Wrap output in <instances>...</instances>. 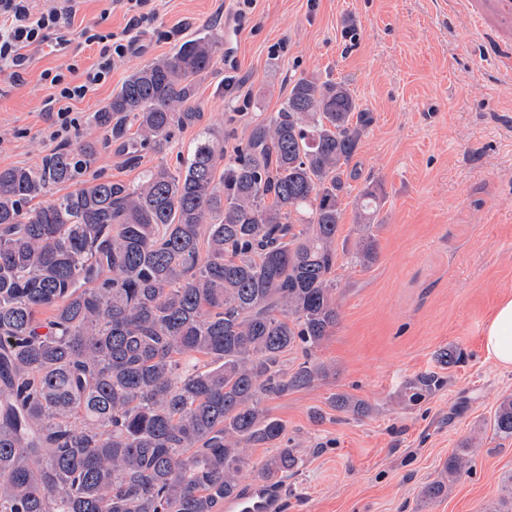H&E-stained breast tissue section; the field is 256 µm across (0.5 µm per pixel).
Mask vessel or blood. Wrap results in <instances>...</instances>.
Listing matches in <instances>:
<instances>
[{
  "mask_svg": "<svg viewBox=\"0 0 512 512\" xmlns=\"http://www.w3.org/2000/svg\"><path fill=\"white\" fill-rule=\"evenodd\" d=\"M467 12L483 42L485 56L512 77V0H455ZM279 486L254 480L236 497L225 500L224 512H280Z\"/></svg>",
  "mask_w": 512,
  "mask_h": 512,
  "instance_id": "obj_1",
  "label": "vessel or blood"
}]
</instances>
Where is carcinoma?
Wrapping results in <instances>:
<instances>
[{
  "mask_svg": "<svg viewBox=\"0 0 512 512\" xmlns=\"http://www.w3.org/2000/svg\"><path fill=\"white\" fill-rule=\"evenodd\" d=\"M223 53L217 34L192 36L92 113L97 139L0 169V512H223L246 449H275L268 481L297 467L264 401L328 375L316 351L339 320L336 237L372 113L347 83L301 75L230 154L203 128L174 168L131 182L94 170L113 143L134 164L165 154L199 122L195 79ZM381 201L369 184L354 201L355 266L377 260ZM442 384L429 373L409 389ZM332 404L370 411L347 394ZM493 429L512 437L511 396ZM468 455H449L423 496L470 472Z\"/></svg>",
  "mask_w": 512,
  "mask_h": 512,
  "instance_id": "cac0c4a2",
  "label": "carcinoma"
}]
</instances>
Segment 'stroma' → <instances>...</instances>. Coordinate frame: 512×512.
Here are the masks:
<instances>
[{"mask_svg":"<svg viewBox=\"0 0 512 512\" xmlns=\"http://www.w3.org/2000/svg\"><path fill=\"white\" fill-rule=\"evenodd\" d=\"M153 31L115 60L112 76L75 108L77 141L97 137L102 109L132 69L171 53L225 14L244 22L233 70L216 63L197 80L200 125L225 151L277 112L300 75L345 81L374 121L351 161L353 190L382 184L372 232L378 257L349 263L361 230L346 205L336 239L339 323L316 356L332 368L314 385L267 400L286 426L298 469L281 479V512H486L512 475V439L494 412L512 395V370L483 347L484 326L512 295V85L504 83L468 16L437 0H150ZM20 81L0 75V168L38 166L52 150L41 132L51 88L44 70L66 56L28 49ZM453 345L463 360L440 368ZM440 372L442 387L417 404L409 380ZM345 393L366 416L331 407ZM470 442L473 470L439 499L423 497L448 455Z\"/></svg>","mask_w":512,"mask_h":512,"instance_id":"1","label":"stroma"}]
</instances>
